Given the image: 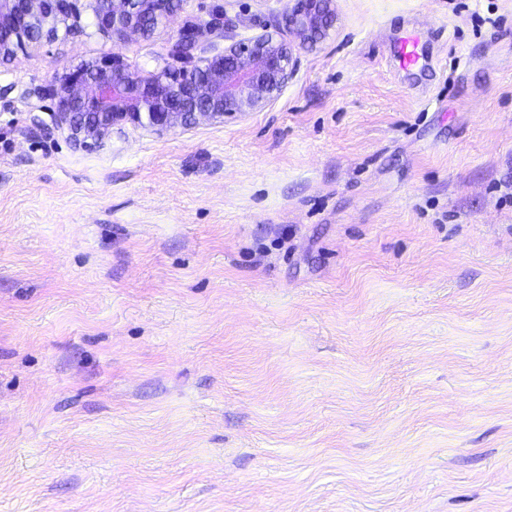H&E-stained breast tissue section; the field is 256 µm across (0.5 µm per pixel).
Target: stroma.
Returning <instances> with one entry per match:
<instances>
[{
  "mask_svg": "<svg viewBox=\"0 0 512 512\" xmlns=\"http://www.w3.org/2000/svg\"><path fill=\"white\" fill-rule=\"evenodd\" d=\"M336 13L264 110L93 150L46 86L110 41L0 64V512H512V0ZM394 54L402 69L410 70L418 67L423 59V48L419 36L413 32L405 33L396 42Z\"/></svg>",
  "mask_w": 512,
  "mask_h": 512,
  "instance_id": "1",
  "label": "stroma"
}]
</instances>
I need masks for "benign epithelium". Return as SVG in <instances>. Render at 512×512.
I'll use <instances>...</instances> for the list:
<instances>
[{"mask_svg": "<svg viewBox=\"0 0 512 512\" xmlns=\"http://www.w3.org/2000/svg\"><path fill=\"white\" fill-rule=\"evenodd\" d=\"M185 0H0V63L38 50L59 32H83L90 15L112 51L71 66L52 77L55 123L70 131L76 145L103 146L127 125L158 135L188 128L204 117L259 112L278 98L293 78L297 57L279 30L237 40L220 31L224 48L216 53L191 34L174 45L181 66L142 71L122 47L166 28ZM335 0H292L285 28L301 48H313L336 27Z\"/></svg>", "mask_w": 512, "mask_h": 512, "instance_id": "obj_1", "label": "benign epithelium"}]
</instances>
